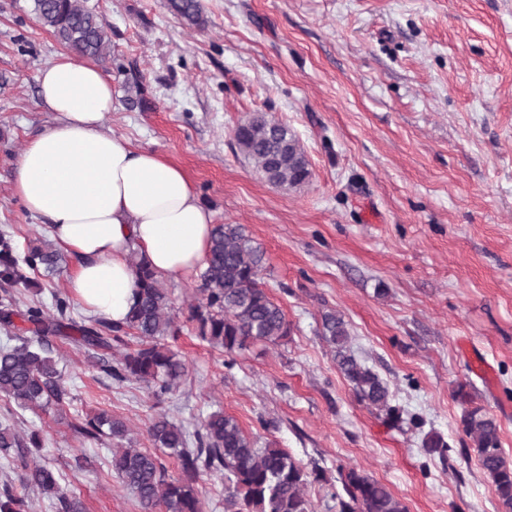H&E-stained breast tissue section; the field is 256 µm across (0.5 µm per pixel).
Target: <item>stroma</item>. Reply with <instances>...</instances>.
I'll list each match as a JSON object with an SVG mask.
<instances>
[{"instance_id": "35a3bbf8", "label": "stroma", "mask_w": 512, "mask_h": 512, "mask_svg": "<svg viewBox=\"0 0 512 512\" xmlns=\"http://www.w3.org/2000/svg\"><path fill=\"white\" fill-rule=\"evenodd\" d=\"M201 4L205 24L191 28L168 0H85L112 44L104 129L180 165L215 223L244 226L292 332L213 349L188 320L198 275L165 277L181 328L170 345L188 363L179 388L159 399L112 381L56 338L69 398L23 413L25 429L47 437L50 464L87 512H140L111 453L71 428L102 409L127 419L143 449L156 413L192 434L224 410L259 444L319 464L314 512H330L341 466L385 484L408 512H499L460 419L470 404L496 418L512 461V0ZM62 50L34 0H0V231L22 249L48 237L12 185L26 140L59 120L35 76ZM255 112L295 132L308 183L276 187L239 153L233 131ZM76 263L66 253L53 274H33L21 306L70 296ZM327 312L387 383L398 424L338 371ZM462 383L466 404L454 397ZM430 433L447 455L424 451Z\"/></svg>"}]
</instances>
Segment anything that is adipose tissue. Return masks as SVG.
I'll list each match as a JSON object with an SVG mask.
<instances>
[{
	"mask_svg": "<svg viewBox=\"0 0 512 512\" xmlns=\"http://www.w3.org/2000/svg\"><path fill=\"white\" fill-rule=\"evenodd\" d=\"M36 82L60 122L28 139L13 192L78 257L69 286L81 307L124 322L135 291L131 250L158 275L193 272L206 258L214 215L181 166L104 131L114 98L97 64L61 53Z\"/></svg>",
	"mask_w": 512,
	"mask_h": 512,
	"instance_id": "ef3b65f1",
	"label": "adipose tissue"
}]
</instances>
